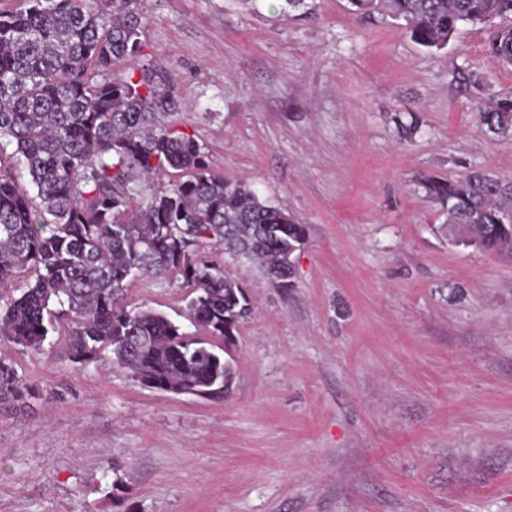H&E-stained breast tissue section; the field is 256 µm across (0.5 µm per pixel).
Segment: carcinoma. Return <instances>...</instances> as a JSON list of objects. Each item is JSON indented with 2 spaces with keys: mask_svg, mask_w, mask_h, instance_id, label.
Returning <instances> with one entry per match:
<instances>
[{
  "mask_svg": "<svg viewBox=\"0 0 512 512\" xmlns=\"http://www.w3.org/2000/svg\"><path fill=\"white\" fill-rule=\"evenodd\" d=\"M139 0H26L0 12V339L40 354L54 333L69 359L112 366L149 387L198 396L228 392L234 363L163 313L128 308L146 276L190 289L191 323L229 340L249 312L244 289L206 244L294 287L292 256L306 230L241 181L210 170L205 148L166 121L174 84L141 63L147 18ZM355 14L385 10L411 38L442 49L462 24L490 31L487 53L512 60V0H349ZM118 61L124 73H112ZM481 125L512 137V103L478 110ZM180 179L164 184L168 170ZM446 231L481 250H512V183L484 170L430 179ZM31 389L0 358V410L28 407Z\"/></svg>",
  "mask_w": 512,
  "mask_h": 512,
  "instance_id": "cac0c4a2",
  "label": "carcinoma"
}]
</instances>
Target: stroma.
<instances>
[{
    "label": "stroma",
    "mask_w": 512,
    "mask_h": 512,
    "mask_svg": "<svg viewBox=\"0 0 512 512\" xmlns=\"http://www.w3.org/2000/svg\"><path fill=\"white\" fill-rule=\"evenodd\" d=\"M141 0L168 117L214 173L307 227L282 291L225 259L252 310L224 346L229 393L0 340L38 391L0 415V512H512V253L453 242L430 178L512 181V140L477 120L512 65L463 26L428 51L347 0ZM180 281L130 307L188 325Z\"/></svg>",
    "instance_id": "obj_1"
}]
</instances>
